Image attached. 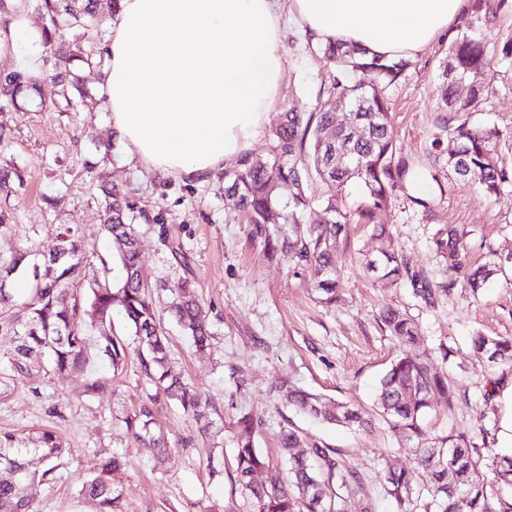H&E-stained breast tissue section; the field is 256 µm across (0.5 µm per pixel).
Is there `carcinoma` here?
Segmentation results:
<instances>
[{"label":"carcinoma","mask_w":512,"mask_h":512,"mask_svg":"<svg viewBox=\"0 0 512 512\" xmlns=\"http://www.w3.org/2000/svg\"><path fill=\"white\" fill-rule=\"evenodd\" d=\"M44 11V37L78 31L87 36L99 31L103 17L99 0H35ZM330 68V85L319 93L309 112L285 110L271 132L270 156L264 161L244 154L224 169V198L249 224L250 239L274 260L288 253L294 274L306 272L323 303L339 297L336 249L347 238L348 225L365 224L377 238L389 237L379 222L398 190H415L425 177L435 191L445 193L440 173H425L397 152L390 122V99L383 89L397 86L413 66L410 59L392 60L340 41L315 47ZM485 43L465 33L448 49L440 66L443 113L437 129L446 134L441 149L443 167L470 181L485 196L493 197L512 186V170L498 160L500 134L473 120L489 86L479 85L462 97L458 82L483 68ZM53 80L66 90L76 87L77 76L61 57ZM36 89L35 79L25 73L0 81V94L14 97ZM343 120L336 122V109ZM365 128L357 137L356 128ZM322 186L321 196L309 193L313 183ZM363 192L354 207L343 204L350 183ZM23 184L22 174L0 170V195L10 196L14 184ZM320 210L321 220L307 221ZM150 220L148 212L125 197L118 186L105 190L102 230L112 241L122 279L109 278L105 260L95 266L84 248L80 229L64 225L48 245L14 246L0 254V391L34 374L46 377L87 370L97 350L117 372L133 352L142 372L154 387L136 406L120 416L127 436L147 449L154 461L164 462L170 444L157 413L174 404L211 448L224 447V417L220 405L207 400L173 369L169 338L161 322L156 294L158 285L142 276L140 250L133 220ZM162 245L184 268L190 259L176 235L160 232ZM437 254L448 266L463 274V284L477 292L493 275L512 267V256H494L476 270L466 268V245L450 226L433 239ZM368 271L396 285L409 280L416 295L428 300L433 285L411 272L402 255L389 248L366 263ZM16 272L28 282V291L17 297L12 288ZM195 351L203 353L212 343L208 315L195 290L184 278L178 291L165 303ZM119 312L132 339L118 335L113 314ZM381 328L406 346L396 355L379 382L376 404L392 428L414 444L415 465L388 472L384 492L403 508L414 512L423 501L425 512H458L457 498H465L464 512H512V499L500 494V486H512V456L489 453L465 433H434L426 426L427 415L440 409L451 411L456 393L448 377L433 366L431 353L407 348L416 339L417 325L406 312L393 306L380 310ZM473 349L487 361V368L512 364V339L477 334ZM275 396L297 412L328 424L364 428L370 420L355 407L311 393L292 382L272 387ZM261 420L242 411L233 420L235 466L232 478L246 491L255 512H343L340 490L357 483L355 473L345 468L331 448H303V437L293 428L282 431L281 453L288 460L284 477L266 482L257 476L269 462L256 448L255 434ZM69 449L52 430L28 433L0 432V512H31L29 490L56 478ZM122 457L102 453L97 472L81 483L79 495L92 512H123L126 488L119 479Z\"/></svg>","instance_id":"obj_1"}]
</instances>
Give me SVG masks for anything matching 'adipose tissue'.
<instances>
[{"label":"adipose tissue","instance_id":"ef3b65f1","mask_svg":"<svg viewBox=\"0 0 512 512\" xmlns=\"http://www.w3.org/2000/svg\"><path fill=\"white\" fill-rule=\"evenodd\" d=\"M120 0L101 86L131 154L161 177L201 179L237 160L281 98L284 22L411 58L458 23L468 0Z\"/></svg>","mask_w":512,"mask_h":512}]
</instances>
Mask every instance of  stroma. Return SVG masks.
Listing matches in <instances>:
<instances>
[{
  "label": "stroma",
  "mask_w": 512,
  "mask_h": 512,
  "mask_svg": "<svg viewBox=\"0 0 512 512\" xmlns=\"http://www.w3.org/2000/svg\"><path fill=\"white\" fill-rule=\"evenodd\" d=\"M45 25L32 0H0V78L16 73L17 56L32 50L38 65L51 71L57 43L43 38ZM479 27L488 47L480 80L492 91L475 119L500 133V154L512 165V58L500 52L512 34V10ZM106 40L102 34L90 44L69 43L70 68L79 83L68 96H61L47 77L40 95L13 104L0 101V167L11 166L25 177L17 193L0 200V243L46 244L67 224L80 227L88 253L109 256L112 243L101 229L102 187L118 183L153 218L137 226L147 278L174 289L182 275H190L208 313L214 339L203 357L175 322L166 320L175 367L203 397L223 403L225 421L243 411L260 418L256 446L273 469L284 466L279 439L288 427L308 443L334 449L359 478L344 494L345 512L365 506L370 512H399L383 490L386 473L414 461L411 443L396 435L373 405L375 386L398 352L378 324L383 307L401 308L414 318L417 348L431 350L436 367L457 391L454 411L431 413L429 427L463 431L477 447L507 453L500 397L512 386V364L487 371L470 340L478 332L512 337V281L499 275L476 293L456 285V271L436 255L432 239L442 227H457L474 266L495 253L512 254V188L488 199L472 183L445 174L446 192L428 212L397 192L381 216L390 240L370 238L361 225H352L348 243L336 252L339 298L320 302L307 276L294 275L292 258L268 262L251 241L248 224L227 209L223 170L197 180L161 178L130 157L101 95L102 67L85 62L87 53L102 52ZM451 42L448 35L436 38L415 57L405 80L389 91L397 152L417 163L432 162L439 151L433 143L442 95L438 75ZM281 51L279 109H312L329 82L326 66L295 29L286 30ZM70 99L78 101L77 109L67 107ZM163 225L179 229L191 259L189 271L159 245ZM390 245L433 284L431 303L421 301L409 282L392 286L367 272L366 258ZM111 378L112 394L93 402L83 395L84 375L40 379L0 395V431L51 428L70 450L60 479L32 490V512H91L78 492L102 450L124 458V512H255L232 479V446L204 448L194 424L176 407L160 417L171 444L163 465L135 447L111 415L131 408L149 390L137 356ZM280 380L360 406L371 424L349 430L310 421L272 398L270 388ZM35 386L40 389L36 395L31 392Z\"/></svg>",
  "instance_id": "35a3bbf8"
}]
</instances>
